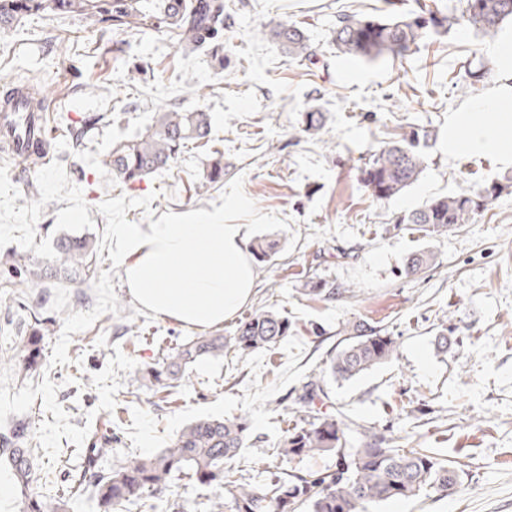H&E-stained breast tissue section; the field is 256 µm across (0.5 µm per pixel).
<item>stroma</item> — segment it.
<instances>
[{
  "instance_id": "obj_1",
  "label": "stroma",
  "mask_w": 512,
  "mask_h": 512,
  "mask_svg": "<svg viewBox=\"0 0 512 512\" xmlns=\"http://www.w3.org/2000/svg\"><path fill=\"white\" fill-rule=\"evenodd\" d=\"M224 4L220 71L205 54L183 55L166 28L122 32L32 16L0 30V82L40 83L52 106L47 159L0 152V431L29 422L38 474L59 484L81 468L93 437L113 435V455H143L195 418H241L247 441L234 465L245 481L262 484L288 471L276 448L301 422L296 400L343 325L361 321L393 336L396 354L353 380L324 381L317 408L455 461L461 473L448 495L368 512H512V189L474 223L441 235L393 221L433 197L512 178V164L495 155L448 154L450 116L499 79L491 39L455 26L427 33L403 58H349L333 41L341 11L389 20L417 12L416 0ZM285 17L304 29L314 61L288 58L271 38ZM172 108L209 112L208 144L188 145L171 168L122 183L108 164L113 147ZM312 108L324 116L318 136L301 131ZM69 125L89 132L71 140L62 135ZM411 129L431 134L423 172L392 200H373L360 180L363 157ZM216 150L224 180L195 194ZM216 210L225 223L247 225L250 239L281 240L279 253L257 265L251 302L217 334L232 335L269 307L290 330L274 348L191 365L169 404L161 385L137 371L197 331L129 296L113 227L188 223ZM64 234L94 239L91 281L38 279ZM422 249L436 252L439 266L405 274L407 257ZM10 253L26 258V275L9 273ZM316 280L338 296H305L304 284ZM45 318L53 325L42 365L21 376L16 347ZM442 331L444 354L434 347ZM214 496L176 480L151 503L153 512H211Z\"/></svg>"
}]
</instances>
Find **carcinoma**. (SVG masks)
<instances>
[{"instance_id": "obj_1", "label": "carcinoma", "mask_w": 512, "mask_h": 512, "mask_svg": "<svg viewBox=\"0 0 512 512\" xmlns=\"http://www.w3.org/2000/svg\"><path fill=\"white\" fill-rule=\"evenodd\" d=\"M168 0L153 6L143 0H0V29H9L25 16L73 15L92 23H112L115 30L169 27L177 30L186 55L199 51L210 54L213 65L224 69V0H187L180 8L167 7ZM512 22V0H466L461 15L441 18L422 8L410 18L380 21L342 13L333 30L336 49L344 54L375 60L402 58L412 51L427 30L449 25L472 28L493 38L501 25ZM272 38L289 57L311 60L315 50L302 28L284 19L271 31ZM323 115L304 113L302 131L319 133ZM210 133V116L197 110H167L157 113L151 127L141 136L112 149L109 166L125 183H135L166 169L190 143ZM429 133L416 130L399 134L374 152L360 168L361 181L371 197L388 201L414 184L424 169L420 141ZM224 180V155L219 153L207 168L200 187ZM507 184L491 181L476 190H463L434 197L395 218L397 224H414L433 236L461 224H471L499 196ZM277 244L265 238L252 247L253 255L268 261ZM56 264L44 273L59 274L75 281L90 271L95 253L87 236L63 235L55 243ZM437 264L430 249L413 254L405 272L414 274ZM288 319L272 309H259L236 328L233 336H199L166 353L161 361L139 370L142 378L162 384L180 380L186 369L204 356H217L231 348L240 356L276 345L288 336ZM342 339L330 357L328 374L336 381L351 380L389 360L397 350L396 341L382 336L363 322L347 323ZM40 335L28 337L18 348L20 373L28 375L39 364ZM323 388L310 381L298 404L306 424L296 426L277 446V456L290 462L315 454L336 458V469L318 475L290 469L264 484H248L239 477L231 461L245 447L248 425L241 419L200 418L185 427L164 448L147 455H127L106 469L98 461L112 455V437L107 436L85 449L86 468L78 482L96 495L100 512H114L116 506L136 505L165 490L184 476L222 491L212 512H366L370 504L409 499L429 491L446 492L458 483L459 472L452 461L432 456L424 448H399L394 439L347 417L341 419L316 409L315 400ZM29 424L16 422L0 432V458L9 461L10 479L21 494V512H69L66 500L31 487L33 454ZM24 461L17 464V456Z\"/></svg>"}]
</instances>
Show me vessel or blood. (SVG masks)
<instances>
[{"label":"vessel or blood","instance_id":"obj_1","mask_svg":"<svg viewBox=\"0 0 512 512\" xmlns=\"http://www.w3.org/2000/svg\"><path fill=\"white\" fill-rule=\"evenodd\" d=\"M49 103H33L29 85L9 82L0 95V143L22 159L37 158V146L45 139Z\"/></svg>","mask_w":512,"mask_h":512}]
</instances>
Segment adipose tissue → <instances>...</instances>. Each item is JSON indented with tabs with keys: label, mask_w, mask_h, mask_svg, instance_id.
Instances as JSON below:
<instances>
[{
	"label": "adipose tissue",
	"mask_w": 512,
	"mask_h": 512,
	"mask_svg": "<svg viewBox=\"0 0 512 512\" xmlns=\"http://www.w3.org/2000/svg\"><path fill=\"white\" fill-rule=\"evenodd\" d=\"M508 84L455 113L448 129V153L493 154L512 163V40L488 51ZM491 122H478L480 112ZM116 246L129 295L144 310L182 325L210 328L234 318L254 294L258 271L247 227L205 214L191 224H119Z\"/></svg>",
	"instance_id": "adipose-tissue-1"
}]
</instances>
